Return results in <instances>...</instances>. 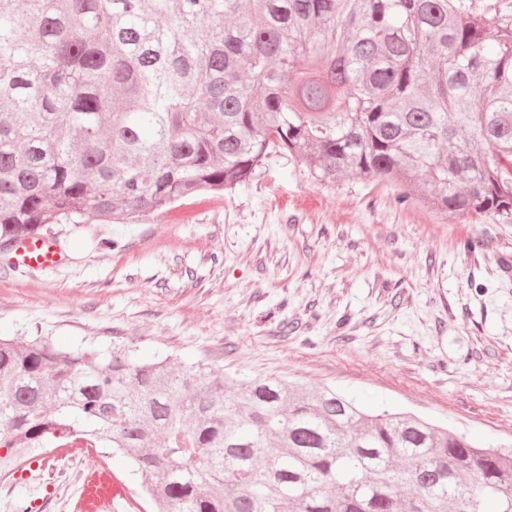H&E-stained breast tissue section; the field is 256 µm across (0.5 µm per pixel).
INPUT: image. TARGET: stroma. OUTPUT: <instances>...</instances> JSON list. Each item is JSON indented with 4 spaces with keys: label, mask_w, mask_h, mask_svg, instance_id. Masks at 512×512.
I'll return each mask as SVG.
<instances>
[{
    "label": "stroma",
    "mask_w": 512,
    "mask_h": 512,
    "mask_svg": "<svg viewBox=\"0 0 512 512\" xmlns=\"http://www.w3.org/2000/svg\"><path fill=\"white\" fill-rule=\"evenodd\" d=\"M379 179L318 183L274 152L246 185L135 224L53 230L68 260L0 251V335L327 386L512 444V224L401 206Z\"/></svg>",
    "instance_id": "35a3bbf8"
}]
</instances>
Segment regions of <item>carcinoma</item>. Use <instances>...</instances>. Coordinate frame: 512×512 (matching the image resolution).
I'll return each instance as SVG.
<instances>
[{"instance_id": "carcinoma-1", "label": "carcinoma", "mask_w": 512, "mask_h": 512, "mask_svg": "<svg viewBox=\"0 0 512 512\" xmlns=\"http://www.w3.org/2000/svg\"><path fill=\"white\" fill-rule=\"evenodd\" d=\"M317 180L512 224V18L468 0H0V242ZM112 448L160 512H512V448L329 387L0 337V471Z\"/></svg>"}]
</instances>
